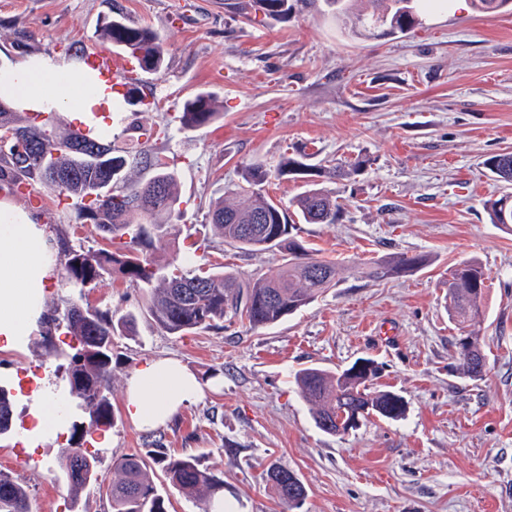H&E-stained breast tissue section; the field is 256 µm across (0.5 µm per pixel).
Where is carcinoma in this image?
Listing matches in <instances>:
<instances>
[{
	"label": "carcinoma",
	"mask_w": 512,
	"mask_h": 512,
	"mask_svg": "<svg viewBox=\"0 0 512 512\" xmlns=\"http://www.w3.org/2000/svg\"><path fill=\"white\" fill-rule=\"evenodd\" d=\"M301 2L319 12L330 13L356 36L372 34L384 27L388 33H404L419 24L417 8L426 9L435 0H252L265 17L283 21ZM481 13L512 12V0H475ZM103 36L134 56L139 69L158 72L164 62V40L153 30L118 16L104 23ZM219 115L210 93H197L183 106L180 121L187 130L212 123ZM8 129L24 142V151L0 148V180L19 188L37 185L52 193L83 201L89 191L106 177L99 168L85 165L72 151V143L87 147L112 160L115 171L112 195L95 199L78 209V224L109 241L112 248L86 249L64 238L58 240V260L69 285L78 296L62 300L63 307L45 314L40 340L43 355L61 358L58 374L75 407L76 420L68 447L58 467L70 491L68 512H82V493L90 486L110 500L112 512H168L163 487L152 477L159 468L166 484L186 498L207 502L224 493V478L201 466L192 456L175 457L162 448L154 434L147 435L149 458L130 455L113 461L112 483L104 485L99 473L100 455L84 448L87 438L116 426L112 405V346L116 336L132 335L138 320L134 312L122 313L110 306L91 305L85 289L115 275L129 285L146 291L145 314L162 332L182 336L199 329H222L236 321L252 329L274 325L315 302L336 286L338 267L313 254L311 247L292 235L293 219L304 224H334L342 206L322 184L308 178L310 165L288 158L275 170L254 162L242 170V183L229 190L233 200L221 196L209 203L206 219L224 242L245 252L278 251L283 263L274 275L257 273L241 278L233 272L217 271L188 259L161 262L157 252L176 235L174 219L180 214L177 173L154 154L147 144L158 137L153 127H137L142 146L119 149L104 137L57 131L37 123L13 109H0V130ZM486 168L498 179L512 184V152L485 160ZM147 171L149 176L133 177ZM288 176L305 178L303 190L292 202L293 210L281 207L260 192L270 179ZM494 224H512V193L487 202ZM425 255H397L372 261L365 274L385 280L413 273L427 266ZM487 274L479 263L469 260L448 270L445 287L448 315L461 323L484 317ZM69 341L62 348L55 333ZM462 374L482 379L486 359L478 335L469 332L458 338ZM378 365L360 358L340 371L306 367L297 371L294 382L306 402L315 426L322 432L345 435L360 422L374 416L397 421L404 417L403 398L391 391L372 390ZM12 395L0 386V437L12 429ZM269 481L289 512L299 509L307 496L295 471L273 465ZM0 512H30L27 486L10 472L0 471Z\"/></svg>",
	"instance_id": "1"
}]
</instances>
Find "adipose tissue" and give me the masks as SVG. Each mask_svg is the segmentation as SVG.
<instances>
[{
	"mask_svg": "<svg viewBox=\"0 0 512 512\" xmlns=\"http://www.w3.org/2000/svg\"><path fill=\"white\" fill-rule=\"evenodd\" d=\"M67 65L48 57H33L0 70V99L28 112L47 107L65 108L92 119L107 95L104 83L88 79L72 82L60 91H46L65 74ZM55 275L48 243L33 215L0 200V338L21 346L38 329L44 292ZM202 385L179 361L161 359L137 369L127 383L125 405L131 421L146 429L170 420L196 399ZM31 424L22 431L25 447L33 448L46 436L62 431L64 421L47 386L32 395Z\"/></svg>",
	"mask_w": 512,
	"mask_h": 512,
	"instance_id": "1",
	"label": "adipose tissue"
}]
</instances>
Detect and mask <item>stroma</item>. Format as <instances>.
Listing matches in <instances>:
<instances>
[{"label": "stroma", "mask_w": 512, "mask_h": 512, "mask_svg": "<svg viewBox=\"0 0 512 512\" xmlns=\"http://www.w3.org/2000/svg\"><path fill=\"white\" fill-rule=\"evenodd\" d=\"M117 14L166 45L163 69L146 77L145 104L113 113L111 136L122 147L137 122L160 130L151 149L177 172L181 200L180 237L164 258L182 253L184 235H210L209 200L239 183L246 164L272 170L292 156L340 163L352 174L324 182L342 206L339 221L298 231L344 273L274 326L171 336L141 316L142 289L107 279L89 292L91 304L139 315L135 335L114 339L112 403L122 418L107 433L103 480L113 460L147 451L145 430L124 413L128 379L147 362L175 358L203 394L159 431L170 453L223 473L224 512H285L267 480L273 464L303 482L300 512H512V227L489 219L486 200L507 187L483 165L512 151V14L444 0L410 32L357 37L301 5L279 23L238 10L236 0H0V67L113 51L100 30ZM201 91L215 95L220 116L183 129V103ZM4 196L36 213L50 241L99 247V236L77 229L73 199L31 188ZM397 254H425L430 263L383 281L357 271ZM472 259L489 285L475 326L486 355L477 381L458 369L460 331L442 286L450 267ZM198 260L244 278L282 262L275 251L220 242ZM360 358L375 360L377 389L401 395L406 414L325 434L293 376ZM55 367L31 342L0 350V384L11 388H30L31 372L53 379ZM13 402L15 429L0 438V469L27 485L31 512H66L67 488L53 474L66 438L24 447L28 406L18 394Z\"/></svg>", "instance_id": "35a3bbf8"}]
</instances>
